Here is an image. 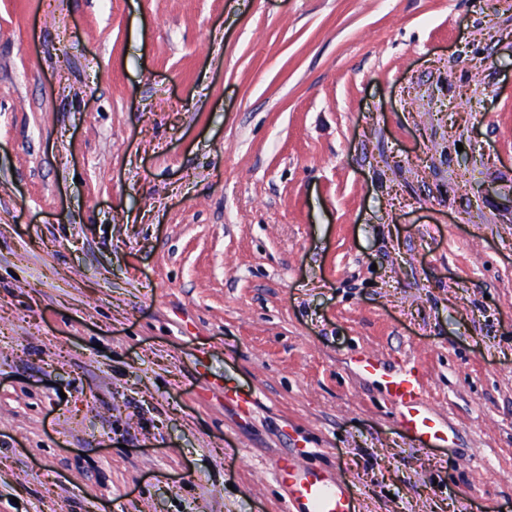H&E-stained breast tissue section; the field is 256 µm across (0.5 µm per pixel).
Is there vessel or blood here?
I'll return each instance as SVG.
<instances>
[{
	"instance_id": "vessel-or-blood-1",
	"label": "vessel or blood",
	"mask_w": 512,
	"mask_h": 512,
	"mask_svg": "<svg viewBox=\"0 0 512 512\" xmlns=\"http://www.w3.org/2000/svg\"><path fill=\"white\" fill-rule=\"evenodd\" d=\"M386 386L402 407V427L416 446L430 449L448 445L447 428L418 405L423 386L417 373L392 377ZM272 471L276 481L288 489L286 512H360L358 499L346 483L302 456L280 455L274 460Z\"/></svg>"
}]
</instances>
